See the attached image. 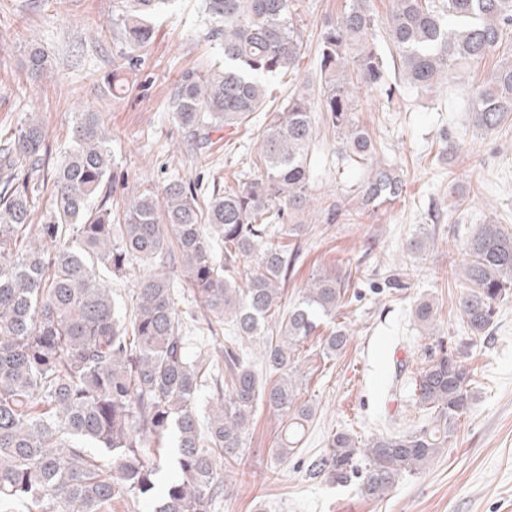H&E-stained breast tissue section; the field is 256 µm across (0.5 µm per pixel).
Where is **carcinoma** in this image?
I'll use <instances>...</instances> for the list:
<instances>
[{"mask_svg": "<svg viewBox=\"0 0 512 512\" xmlns=\"http://www.w3.org/2000/svg\"><path fill=\"white\" fill-rule=\"evenodd\" d=\"M172 0H126L115 22L128 53L112 61V83L154 39L149 17ZM294 0H203L209 37L222 42L224 66L184 74L170 105L203 155L212 136L247 125L265 110L268 75L288 72L303 47ZM369 0H348L323 24L317 95L299 91L272 113L260 138L258 175L236 190H212L200 202L175 179L158 197L149 189L126 199L113 192L109 140L95 112H80L71 150L46 167L40 124L31 121L0 144V512L29 502L37 512H112L154 497L160 448L175 438V476L154 512H216L224 468L245 451L244 435L260 407L287 419L275 449L301 451L313 409L298 393V347L320 320L343 305L349 278L313 275L301 300L285 310L276 334L262 336L300 248L314 195L310 146L316 113L335 129L341 160L364 172L350 192L323 209L326 223L351 205L378 210L399 201L405 181L356 119V97L371 89L391 99L431 91L461 68L499 54L492 71L469 89L476 131L491 134L512 117V0H391L385 19L398 81H389ZM29 71L47 59L31 48ZM42 174L54 190L43 222L31 227L29 182ZM255 265L238 281L241 261ZM138 269L130 318L115 310L112 289L97 275ZM466 292L458 311L472 336H484L512 298V232L494 220L467 240L459 265ZM186 296L177 308V290ZM202 333L190 350L183 331ZM263 338L257 372L247 343ZM348 342L337 325L324 339L331 356ZM470 343L438 341L413 378L411 395L424 421L386 428L360 443L337 432L308 460L306 475L360 496H386L407 475L423 472L448 447L471 406ZM275 376L273 382L263 375ZM210 388L212 399L200 392ZM111 453L104 460L88 448Z\"/></svg>", "mask_w": 512, "mask_h": 512, "instance_id": "carcinoma-1", "label": "carcinoma"}]
</instances>
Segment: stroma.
<instances>
[{"mask_svg": "<svg viewBox=\"0 0 512 512\" xmlns=\"http://www.w3.org/2000/svg\"><path fill=\"white\" fill-rule=\"evenodd\" d=\"M121 5L0 0V142L37 118L49 161L58 163L69 147L75 113L90 110L110 136L113 210L146 187L162 194L175 178L202 199L218 181L225 189L238 188L257 172L263 113L240 130H224L211 156L196 158L170 107L171 92L186 72L223 59L218 43L203 35L202 0H173L153 16L154 39L116 93L112 60L124 47L113 22ZM345 5L297 0L303 49L293 70L268 80V110H282L302 88L316 90L322 23ZM34 44L50 60L48 72L37 78L24 69ZM495 63L491 57L460 70L429 93L390 100L366 90L357 97V119L378 149L400 163L405 193L394 205L374 213L354 210L331 224L319 214L309 216L283 305L296 303L325 268L349 272L351 299L301 348L299 392L315 414L299 456L277 458L282 422L258 410L244 456L224 471L226 492L218 512H512V301L500 308L489 335L473 337L467 360L474 375L472 407L459 420L452 443L423 473L403 478L373 501L353 488L308 479L303 467L304 459L323 453L335 432L366 439L388 423L402 428L419 421L410 382L425 365V347L440 340L454 344L466 333L456 308L464 244L490 219L512 230V121L492 134L477 133L464 97ZM314 144V195L328 202L357 184L360 173L342 166L337 136L324 123L316 125ZM420 231L430 240L428 249L405 259L408 240ZM401 264L406 272L398 287L391 275ZM423 300L435 308L431 331L414 316ZM338 324L346 328L348 343L329 357L322 338Z\"/></svg>", "mask_w": 512, "mask_h": 512, "instance_id": "obj_1", "label": "stroma"}]
</instances>
